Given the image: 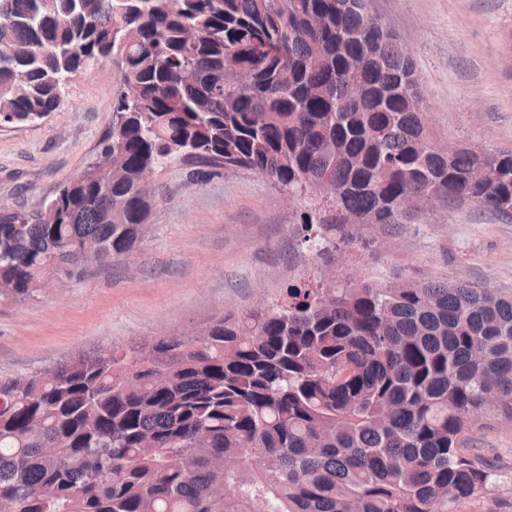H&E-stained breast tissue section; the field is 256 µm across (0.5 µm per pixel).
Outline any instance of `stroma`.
Here are the masks:
<instances>
[{
  "label": "stroma",
  "instance_id": "stroma-1",
  "mask_svg": "<svg viewBox=\"0 0 512 512\" xmlns=\"http://www.w3.org/2000/svg\"><path fill=\"white\" fill-rule=\"evenodd\" d=\"M406 46L436 142L512 151V0H370ZM124 88L117 64L73 76L63 108L0 126V208L32 209L95 158ZM154 214L134 250L85 267L22 302L0 298V378L28 376L103 347L193 336L228 312L267 306L297 280L470 282L512 291V216L442 203L370 246L317 257L301 242L310 197L240 168L188 160L150 179ZM468 450L505 477L455 512H512V419L490 411Z\"/></svg>",
  "mask_w": 512,
  "mask_h": 512
}]
</instances>
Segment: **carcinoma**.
<instances>
[{
    "instance_id": "obj_1",
    "label": "carcinoma",
    "mask_w": 512,
    "mask_h": 512,
    "mask_svg": "<svg viewBox=\"0 0 512 512\" xmlns=\"http://www.w3.org/2000/svg\"><path fill=\"white\" fill-rule=\"evenodd\" d=\"M0 124L59 111L64 84L119 63L134 94L102 152L34 210L0 209V283L19 302L132 250L145 182L179 158L331 199L317 256L366 224H415L409 197L512 216V153L435 150L414 62L369 0H12ZM239 59L244 83L224 74ZM112 197V208L106 207ZM512 418V293L472 283H295L200 339L100 349L0 379L8 512H454L502 479L462 448Z\"/></svg>"
}]
</instances>
